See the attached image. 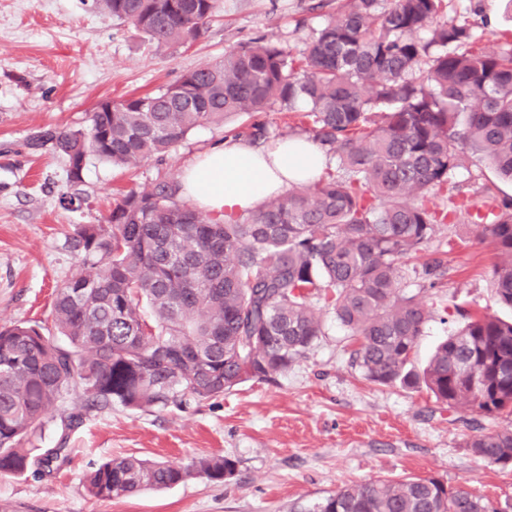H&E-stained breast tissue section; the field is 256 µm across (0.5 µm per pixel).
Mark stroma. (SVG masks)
Returning a JSON list of instances; mask_svg holds the SVG:
<instances>
[{"label": "stroma", "mask_w": 512, "mask_h": 512, "mask_svg": "<svg viewBox=\"0 0 512 512\" xmlns=\"http://www.w3.org/2000/svg\"><path fill=\"white\" fill-rule=\"evenodd\" d=\"M445 3V20L474 24L487 51L512 35L507 0ZM337 6V0H219L198 40L159 48L131 24L101 16L90 0H0V326L47 318L56 284L83 267L85 253L74 245L78 226L105 223L117 191L151 187L161 175L179 178L188 162L251 116L197 127L163 160L133 171L90 159L75 186L51 147L28 148L31 135L85 128L98 102L156 91L244 41L271 38L302 51ZM458 179L463 193L454 219L424 249L447 262L441 287L406 277L431 313L412 358L417 368L455 327L444 320L445 307L512 317L494 300L499 256L476 221L491 198L512 197V182L477 155ZM74 192L85 199L77 211L62 202ZM324 331L307 358L276 382L247 381L201 404H116L87 412L70 433L71 463L42 476L0 477V512H289L348 484L409 476L512 503V467L474 457L465 446L472 430L456 414L426 391L366 381L350 364L345 330L329 317ZM214 454L234 461L233 477L200 475L112 500L88 496L81 483L85 472L116 456L186 464Z\"/></svg>", "instance_id": "obj_1"}]
</instances>
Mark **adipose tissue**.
<instances>
[{"instance_id":"1","label":"adipose tissue","mask_w":512,"mask_h":512,"mask_svg":"<svg viewBox=\"0 0 512 512\" xmlns=\"http://www.w3.org/2000/svg\"><path fill=\"white\" fill-rule=\"evenodd\" d=\"M326 161L322 149L303 138L284 139L265 149L226 141L184 168L180 192L213 215L246 214L290 183L318 179Z\"/></svg>"}]
</instances>
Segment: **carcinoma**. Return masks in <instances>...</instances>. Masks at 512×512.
<instances>
[{
	"mask_svg": "<svg viewBox=\"0 0 512 512\" xmlns=\"http://www.w3.org/2000/svg\"><path fill=\"white\" fill-rule=\"evenodd\" d=\"M444 2L340 0L298 56L264 38L239 43L165 88L98 104L83 130L28 139L66 156L76 184L90 157L137 168L200 125L277 108L295 113L343 173L292 184L229 218L180 203L178 183L159 179L117 195L110 228L80 226L78 245L106 262L58 285L42 323L0 326V476L67 462L68 435L49 447L43 430L73 392L81 405L64 430L115 403L217 399L287 372L324 335L328 313L347 329L351 364L365 380L424 387L473 423L512 416V321L456 305L465 322L422 370L411 367L430 312L405 288L404 259L449 218L428 198L454 201L455 172L470 153L512 181V41L486 51L468 26L440 21ZM93 3L170 48L198 39L218 0ZM267 135L268 121L257 119L242 139ZM490 208L482 234L502 258L492 286L512 307V201ZM466 448L511 465L512 424L480 429ZM234 471L224 456L183 465L129 455L100 464L85 485L106 500ZM293 512L504 510L463 485L411 477L348 486Z\"/></svg>",
	"mask_w": 512,
	"mask_h": 512,
	"instance_id": "1",
	"label": "carcinoma"
}]
</instances>
